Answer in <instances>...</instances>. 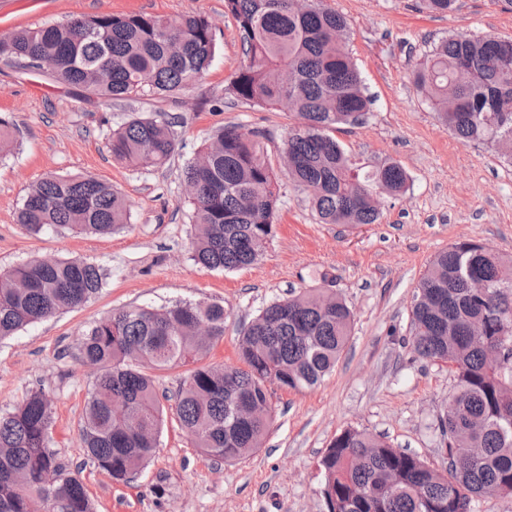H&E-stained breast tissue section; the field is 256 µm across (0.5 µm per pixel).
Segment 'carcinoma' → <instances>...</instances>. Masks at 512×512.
Returning a JSON list of instances; mask_svg holds the SVG:
<instances>
[{
    "label": "carcinoma",
    "mask_w": 512,
    "mask_h": 512,
    "mask_svg": "<svg viewBox=\"0 0 512 512\" xmlns=\"http://www.w3.org/2000/svg\"><path fill=\"white\" fill-rule=\"evenodd\" d=\"M240 32L243 63L228 87L235 100L298 118L283 153L288 178L310 194L323 224H375V193L397 195L407 174L388 162L364 171L333 136L370 111L360 73L346 47L347 22L324 0H224ZM216 52L207 17L101 13L0 36V60L48 56L53 79L101 99L173 95L202 79ZM475 70L458 86L459 66ZM295 75L289 85L281 73ZM439 121L462 144H490L512 160V40L451 36L413 72ZM19 131L0 115V160L19 145ZM242 125L217 130L189 162L191 257L212 270L234 271L262 258L275 232L277 175ZM112 157L142 168L166 164L177 148L173 122L132 119L112 130ZM131 205L93 176L47 174L31 186L17 222L27 231L109 235L130 223ZM105 274L81 257L33 259L0 268V340L30 324L84 305ZM481 280L479 297L470 283ZM224 305L177 302L118 310L95 322L80 342L83 360L100 368L83 414L88 458L113 479L130 482L153 458L164 424L153 372L194 365L175 414L194 447L233 462L260 447L273 422L249 415L270 400L269 386L299 391L318 385L340 359L353 313L336 293L305 289L277 299L243 326L244 367L215 368L202 358L224 338ZM211 336L196 335L199 324ZM412 348L448 366L456 384L440 419L448 467L440 472L415 453L349 428L320 460L327 512H474L480 498L512 496V254L461 240L438 252L422 276L411 317ZM52 400L39 388L0 412V512H94L80 478L64 472L46 447ZM481 445L476 459L469 441Z\"/></svg>",
    "instance_id": "obj_1"
}]
</instances>
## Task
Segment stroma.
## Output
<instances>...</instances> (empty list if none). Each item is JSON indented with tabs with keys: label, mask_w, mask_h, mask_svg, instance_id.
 Listing matches in <instances>:
<instances>
[{
	"label": "stroma",
	"mask_w": 512,
	"mask_h": 512,
	"mask_svg": "<svg viewBox=\"0 0 512 512\" xmlns=\"http://www.w3.org/2000/svg\"><path fill=\"white\" fill-rule=\"evenodd\" d=\"M348 22L347 47L371 110L335 132L357 166L400 164L405 192L380 200L378 223H319L306 191L282 181L274 236L261 260L224 272L190 258L191 207L181 173L216 130L260 131L273 166L297 118L233 100L227 88L243 57L224 0H0V34L100 13L203 14L217 45L205 76L178 95L101 101L16 63L0 61V115L20 130L16 152L0 161V267L31 258L82 257L103 267L90 302L0 341V410L32 389L53 399L49 449L80 475L95 512H327L319 462L341 431L384 436L445 470L440 418L453 379L447 366L412 350L411 311L431 259L462 239L512 253V163L483 145H465L438 123L412 73L451 35L512 38V0H457L431 15L416 0H325ZM162 114L178 149L164 167L141 169L107 147L118 123ZM84 174L117 187L131 202L127 229L110 236L33 234L16 222L29 188L43 175ZM304 288H325L353 312L352 333L332 373L317 386L276 390L273 423L260 448L238 462L212 460L168 419L154 459L129 483L92 463L83 412L96 371L82 363L81 333L113 311L178 301L223 303L224 339L206 356L238 365L239 331L268 303Z\"/></svg>",
	"instance_id": "obj_1"
}]
</instances>
